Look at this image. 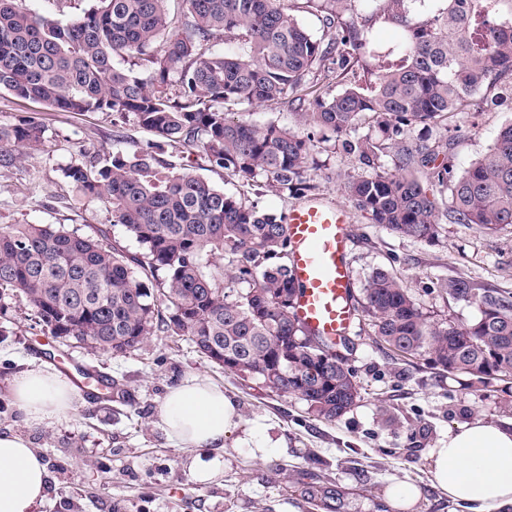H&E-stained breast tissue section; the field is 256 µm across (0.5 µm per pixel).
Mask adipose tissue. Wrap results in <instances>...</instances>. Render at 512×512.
Returning a JSON list of instances; mask_svg holds the SVG:
<instances>
[{
  "mask_svg": "<svg viewBox=\"0 0 512 512\" xmlns=\"http://www.w3.org/2000/svg\"><path fill=\"white\" fill-rule=\"evenodd\" d=\"M12 397L29 423L43 424L74 408L71 382L47 365H32L12 382ZM168 437L180 448H220L240 414L222 387L189 377L158 409ZM434 487L472 512L512 508V427L483 418L458 425L429 449ZM48 471L19 436L0 435V512H35L43 503Z\"/></svg>",
  "mask_w": 512,
  "mask_h": 512,
  "instance_id": "1",
  "label": "adipose tissue"
}]
</instances>
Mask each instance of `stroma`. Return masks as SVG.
<instances>
[{
  "mask_svg": "<svg viewBox=\"0 0 512 512\" xmlns=\"http://www.w3.org/2000/svg\"><path fill=\"white\" fill-rule=\"evenodd\" d=\"M32 116L45 123L42 149L0 172L1 224H65L92 231L106 225L102 203L77 196L62 170L87 151L110 152L121 141L146 143L150 132L128 125L116 129L105 113L61 112L0 91V124ZM512 123V96L485 92L448 126L427 132L447 146L448 177L456 179ZM311 137L313 197L344 207L351 219L348 262L355 303L364 300L365 278L375 269L393 274L431 320L460 325L480 316L476 304L457 300L444 288L467 278L512 296V227L489 232L473 224L441 220L437 236L419 242L371 223L346 195V176L365 175L356 155L337 147L330 132L301 127ZM193 172L226 193L257 199L265 212L287 215L296 198L272 192L254 196L245 179L204 163L199 149L185 151ZM0 434L25 438L49 472L47 497L37 512H323L304 488L332 482L345 493L344 512H393L385 493L409 482L422 495L412 512H466L432 485L427 454L449 428L481 417L512 424V392L483 386L467 376L435 368L428 355L402 358L382 346L367 320L357 317L347 338L346 365L360 398L341 418H317L303 400L280 396L248 375L206 361L182 336L157 334L123 356L98 354L59 344L35 319L21 293L0 295ZM70 372L72 363L111 376V400L78 398L65 417L34 425L13 403L11 383L30 363ZM221 385L241 417L223 449L179 448L158 420L168 389L188 376ZM278 439L267 456L253 455L240 439ZM224 456L214 480L191 476L196 456Z\"/></svg>",
  "mask_w": 512,
  "mask_h": 512,
  "instance_id": "obj_1",
  "label": "stroma"
}]
</instances>
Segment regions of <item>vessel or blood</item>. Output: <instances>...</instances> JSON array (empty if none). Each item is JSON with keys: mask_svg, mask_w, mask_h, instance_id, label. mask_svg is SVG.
<instances>
[{"mask_svg": "<svg viewBox=\"0 0 512 512\" xmlns=\"http://www.w3.org/2000/svg\"><path fill=\"white\" fill-rule=\"evenodd\" d=\"M288 228L291 269L300 288L295 312L311 332L336 344L354 318L349 214L337 204L309 202L289 212Z\"/></svg>", "mask_w": 512, "mask_h": 512, "instance_id": "obj_1", "label": "vessel or blood"}]
</instances>
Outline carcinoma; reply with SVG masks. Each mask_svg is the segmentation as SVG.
<instances>
[{
	"label": "carcinoma",
	"instance_id": "obj_1",
	"mask_svg": "<svg viewBox=\"0 0 512 512\" xmlns=\"http://www.w3.org/2000/svg\"><path fill=\"white\" fill-rule=\"evenodd\" d=\"M96 0L66 22L0 0V91L62 112H107L153 140L133 150L85 155L63 169L76 194L101 201L107 223L143 247L132 255L110 231L63 224L0 225V290H19L52 336L119 356L160 331L185 336L207 361L250 374L334 421L360 397L354 374L294 313L296 287L285 219L213 187L165 157L201 149L214 169L242 177L255 194L304 197L310 140L276 121L238 119L244 109L289 100L299 121L343 138L369 174L345 190L374 224L417 241L441 216L486 230L512 226V123L448 183L447 158L412 130L448 125L484 89L512 91V0ZM316 15V36L291 14ZM393 26V44L373 33ZM224 43V51L213 46ZM136 59L123 68L115 58ZM357 57L367 79L335 93L311 89L319 73ZM367 124L377 136L361 135ZM47 127L0 124V170L40 149ZM392 156L387 170L382 157ZM428 171L433 190L418 177ZM450 193V201L442 197ZM478 304L467 325L431 322L408 289L376 269L363 313L374 335L403 358L471 375L512 374V301L466 279L445 284ZM307 499L341 512L342 491L314 483Z\"/></svg>",
	"mask_w": 512,
	"mask_h": 512
}]
</instances>
